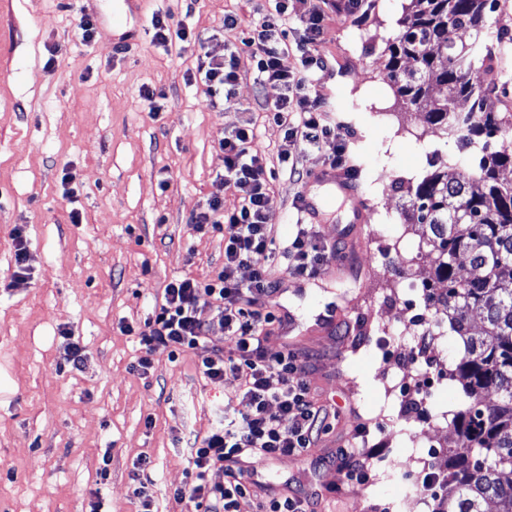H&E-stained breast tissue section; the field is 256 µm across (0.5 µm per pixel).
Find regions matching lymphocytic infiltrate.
Wrapping results in <instances>:
<instances>
[{"label": "lymphocytic infiltrate", "instance_id": "obj_1", "mask_svg": "<svg viewBox=\"0 0 512 512\" xmlns=\"http://www.w3.org/2000/svg\"><path fill=\"white\" fill-rule=\"evenodd\" d=\"M361 7L362 0H312L300 18L301 44L319 40L326 9L353 14ZM288 8V0H274L273 11L264 16L249 41L258 57L261 80L283 89L270 110L286 140L327 147L330 168H346L345 140L322 125L319 101L308 90L322 61L309 54L301 57L299 67L287 65L289 49L281 26L288 19ZM197 73L212 103L229 100L238 81L234 50L205 52ZM253 139L252 128L241 125L225 133L219 143L224 155L221 178L236 193L237 206L228 211L222 201L214 200L192 218L195 231L222 234L223 265L204 282L190 276L169 282L138 333L144 351L138 361L141 371L150 369L156 350L175 357L205 345L209 351L198 360L203 374L215 384L223 382L228 372L240 380L245 411L225 406L216 411L206 434L192 432L186 437L188 480L173 496L190 512H237L240 498L257 485L258 465L304 454L327 415L311 392L306 360L291 349L275 351L269 346L275 317L265 300L273 284L258 265L259 260L276 257L289 273L313 277L320 271L323 249L313 229L304 224L298 225L291 243H277L265 221L268 184L263 159L252 151ZM244 266L253 269L246 282L237 276ZM216 323L233 340L231 350L213 344L210 333ZM215 467L223 469L224 480L213 484L208 473Z\"/></svg>", "mask_w": 512, "mask_h": 512}]
</instances>
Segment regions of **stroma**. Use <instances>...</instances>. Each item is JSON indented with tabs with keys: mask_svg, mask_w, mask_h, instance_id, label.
I'll return each mask as SVG.
<instances>
[{
	"mask_svg": "<svg viewBox=\"0 0 512 512\" xmlns=\"http://www.w3.org/2000/svg\"><path fill=\"white\" fill-rule=\"evenodd\" d=\"M411 7L363 0L357 14L327 12L310 48L324 64L312 92L323 124L345 138L356 201L325 196L312 180L327 166L324 151L301 143L291 149L295 169L279 161L284 131L266 106L282 90L260 81L244 44L268 0H0V512H91L98 500L107 512H137L131 473L143 459L154 512H183L173 498L186 483L182 439L204 433L216 408L238 405L239 382L228 373L212 384L197 354L174 361L164 350L142 373L135 332L169 281L204 280L222 266V236L197 233L190 220L212 199L235 204L219 179L218 143L245 123L266 163V221L278 241L293 238L306 196L327 248L311 279L265 263L277 317L270 345L310 360L311 391L328 418L304 455L278 458L262 481L316 497L321 512H432L433 499L420 497L422 466L403 472L396 464L425 456L424 441L454 444L462 386L436 384L416 409L399 400L392 376L410 351L387 349L378 324L424 314L422 284L434 272L432 256L418 249L420 228L401 216L399 181L428 175L432 151L448 171L471 162L424 113L398 111L386 47ZM87 14L95 29L85 43L77 30ZM156 14L235 50L231 102L211 105L196 82L199 46L155 43ZM228 15L238 20L231 30ZM488 19L508 36L496 48L491 101L512 107V0H496ZM147 90L164 92L161 112L149 111ZM18 228L28 251L22 277ZM73 341L85 353L79 370L67 361ZM354 443L383 446L362 481L333 464Z\"/></svg>",
	"mask_w": 512,
	"mask_h": 512,
	"instance_id": "stroma-1",
	"label": "stroma"
}]
</instances>
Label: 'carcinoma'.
Listing matches in <instances>:
<instances>
[{
    "mask_svg": "<svg viewBox=\"0 0 512 512\" xmlns=\"http://www.w3.org/2000/svg\"><path fill=\"white\" fill-rule=\"evenodd\" d=\"M412 2L387 46L397 99L408 112L426 110L443 134L479 153L474 173L436 170L404 187L405 221L423 228L418 250L434 258V279L423 284L429 318L420 321L440 327L447 320L464 341L449 378L468 400L453 419L466 444L442 454L435 512H486L489 501L496 512H512V147L491 148L492 138L512 130V113L489 102V0ZM451 29L472 41H448ZM406 59L416 67L406 68ZM462 257L477 277L458 275ZM473 313L484 321L478 336L470 332ZM490 391L498 396L493 403Z\"/></svg>",
    "mask_w": 512,
    "mask_h": 512,
    "instance_id": "carcinoma-1",
    "label": "carcinoma"
}]
</instances>
